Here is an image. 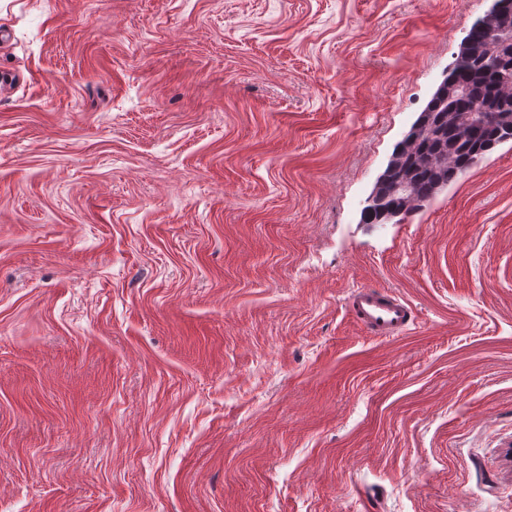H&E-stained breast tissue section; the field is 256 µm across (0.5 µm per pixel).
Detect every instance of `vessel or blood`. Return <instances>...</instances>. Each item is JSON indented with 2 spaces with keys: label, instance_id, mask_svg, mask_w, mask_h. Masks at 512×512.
<instances>
[{
  "label": "vessel or blood",
  "instance_id": "vessel-or-blood-1",
  "mask_svg": "<svg viewBox=\"0 0 512 512\" xmlns=\"http://www.w3.org/2000/svg\"><path fill=\"white\" fill-rule=\"evenodd\" d=\"M347 307L354 320L378 338L402 334L411 320V310L403 300L371 286L352 291Z\"/></svg>",
  "mask_w": 512,
  "mask_h": 512
}]
</instances>
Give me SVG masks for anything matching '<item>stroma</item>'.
Segmentation results:
<instances>
[{
    "instance_id": "1",
    "label": "stroma",
    "mask_w": 512,
    "mask_h": 512,
    "mask_svg": "<svg viewBox=\"0 0 512 512\" xmlns=\"http://www.w3.org/2000/svg\"><path fill=\"white\" fill-rule=\"evenodd\" d=\"M492 2L0 0V512H512V141L361 221ZM347 307L354 320L378 338L399 336L411 320V309L403 300L371 286L352 291Z\"/></svg>"
}]
</instances>
